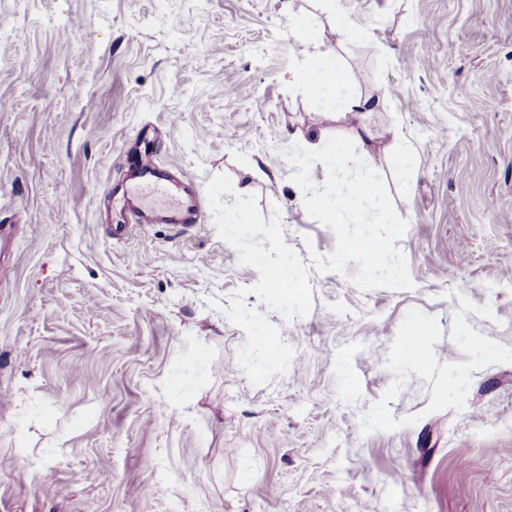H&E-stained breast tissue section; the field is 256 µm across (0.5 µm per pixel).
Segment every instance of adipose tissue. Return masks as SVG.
Returning a JSON list of instances; mask_svg holds the SVG:
<instances>
[{
    "mask_svg": "<svg viewBox=\"0 0 512 512\" xmlns=\"http://www.w3.org/2000/svg\"><path fill=\"white\" fill-rule=\"evenodd\" d=\"M298 29L302 36L317 47L318 53L312 59L307 92L311 97L324 98L349 111L366 112L372 107L370 100L356 96L349 84L339 77L333 67L330 51L324 50L322 38L315 35L306 22H299Z\"/></svg>",
    "mask_w": 512,
    "mask_h": 512,
    "instance_id": "1",
    "label": "adipose tissue"
}]
</instances>
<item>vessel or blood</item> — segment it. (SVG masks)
Returning a JSON list of instances; mask_svg holds the SVG:
<instances>
[{
  "label": "vessel or blood",
  "mask_w": 512,
  "mask_h": 512,
  "mask_svg": "<svg viewBox=\"0 0 512 512\" xmlns=\"http://www.w3.org/2000/svg\"><path fill=\"white\" fill-rule=\"evenodd\" d=\"M157 140L156 128L144 127L122 147L125 174L107 193L113 240L128 239L140 225L183 227L204 221L200 192L190 178L158 161Z\"/></svg>",
  "instance_id": "1"
}]
</instances>
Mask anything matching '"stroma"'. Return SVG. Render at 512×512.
<instances>
[{"label": "stroma", "instance_id": "stroma-1", "mask_svg": "<svg viewBox=\"0 0 512 512\" xmlns=\"http://www.w3.org/2000/svg\"><path fill=\"white\" fill-rule=\"evenodd\" d=\"M300 17L372 111L307 94ZM0 34V512H512V0H0ZM147 122L198 190L279 216L306 316L267 309L213 213L107 236ZM334 135L406 222L412 287L313 263L336 235L282 152ZM241 289L293 349L259 386Z\"/></svg>", "mask_w": 512, "mask_h": 512}]
</instances>
